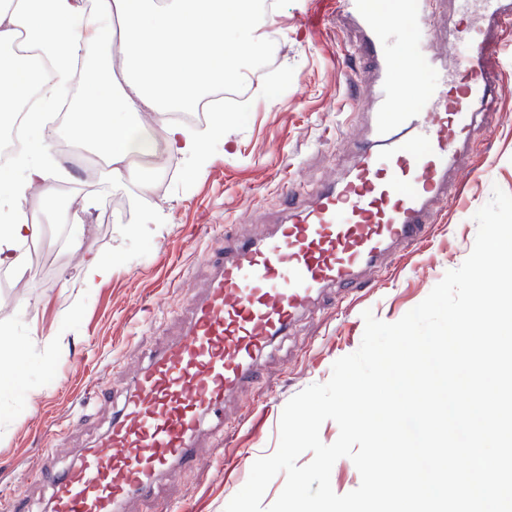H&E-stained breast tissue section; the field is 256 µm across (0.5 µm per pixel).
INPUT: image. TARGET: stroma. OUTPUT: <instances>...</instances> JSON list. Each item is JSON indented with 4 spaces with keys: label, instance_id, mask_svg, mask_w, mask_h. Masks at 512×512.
Segmentation results:
<instances>
[{
    "label": "stroma",
    "instance_id": "35a3bbf8",
    "mask_svg": "<svg viewBox=\"0 0 512 512\" xmlns=\"http://www.w3.org/2000/svg\"><path fill=\"white\" fill-rule=\"evenodd\" d=\"M316 0H275L276 40L268 70L256 72L257 55L229 43L242 63L244 101L224 109V131L210 142L205 176L192 177L183 157L158 170L149 192L105 180L86 185L87 231L78 250L61 240L53 211L38 203L33 220L48 238L28 244L22 279L0 269V369L13 349L28 352L17 384L0 388V512L22 485L32 512H47L50 486L30 474L59 470L108 427L137 374L136 365L180 332L177 314L187 291L207 280L208 251L221 241L262 238L286 216L280 195L288 181L297 198L311 199L316 185L341 180L363 140L367 117L355 110V84L347 51L354 35L326 15L306 29L302 16ZM287 77L284 95L269 86ZM495 107L499 118L478 124L461 165L466 177L458 200L444 204L433 235L421 247L397 250L357 292L330 294L277 338L261 360L259 380L224 402V423L206 424L197 467L162 477L155 496L129 502L124 512H224L246 483L253 463L271 455L287 402L309 385L327 382L333 363L361 345L364 311L395 322L421 303L447 271L470 254L475 212L493 187L512 194V75L504 77ZM111 260L112 276L86 293L77 275L85 256ZM63 336L65 351L44 365L37 337ZM112 400L78 407L92 377Z\"/></svg>",
    "mask_w": 512,
    "mask_h": 512
}]
</instances>
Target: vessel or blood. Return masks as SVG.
<instances>
[{
    "instance_id": "obj_1",
    "label": "vessel or blood",
    "mask_w": 512,
    "mask_h": 512,
    "mask_svg": "<svg viewBox=\"0 0 512 512\" xmlns=\"http://www.w3.org/2000/svg\"><path fill=\"white\" fill-rule=\"evenodd\" d=\"M439 0H403L392 16L375 0H336V18L355 26L353 52L366 65L375 106L367 142L342 183L311 203L289 201L268 236L213 251V275L191 296L179 338L154 351L95 447L50 476L51 512H119L146 498L160 474L195 462L202 422L224 412L227 396L254 384L260 360L331 288H356L389 252L423 243L440 203L458 186L457 162L496 96L497 48L512 32V0H455L457 21L434 25ZM477 6L484 26L460 16ZM413 17L414 46L395 36ZM467 53L455 71L436 46ZM417 87L420 102L402 98Z\"/></svg>"
}]
</instances>
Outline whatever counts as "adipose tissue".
I'll return each mask as SVG.
<instances>
[{
	"instance_id": "adipose-tissue-1",
	"label": "adipose tissue",
	"mask_w": 512,
	"mask_h": 512,
	"mask_svg": "<svg viewBox=\"0 0 512 512\" xmlns=\"http://www.w3.org/2000/svg\"><path fill=\"white\" fill-rule=\"evenodd\" d=\"M256 14L255 0H97L91 16L85 0H16L13 8H0V109L25 102L35 89L43 100L54 99L71 78V60L95 58L102 47L118 41L123 69L88 81L70 111L68 135L73 144L102 161L105 178L135 181L145 191L151 187L146 160L160 152L192 160L194 174L204 175L207 133L169 123L158 140L141 116L182 111L213 88L240 79L241 66L226 59L224 45L245 42L253 52H261L272 37L256 34ZM20 31L54 62L53 79H43L15 52ZM52 148L46 136L33 139L14 174L0 180V268L18 276L28 266L24 245L37 235L36 225L22 217L23 205L36 188L44 200L53 198Z\"/></svg>"
}]
</instances>
